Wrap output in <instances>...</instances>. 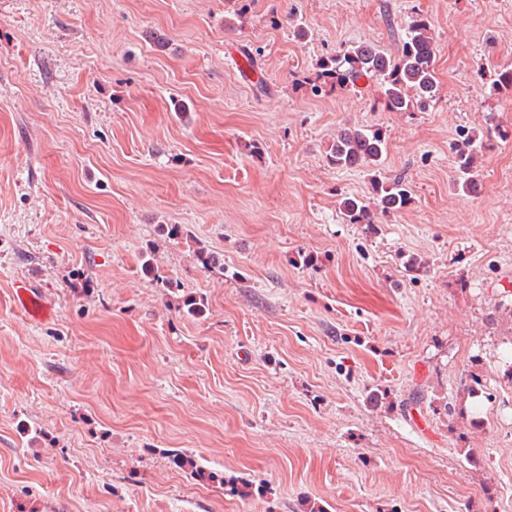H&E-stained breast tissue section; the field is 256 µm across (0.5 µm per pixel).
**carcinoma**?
Returning <instances> with one entry per match:
<instances>
[{"label":"carcinoma","instance_id":"cac0c4a2","mask_svg":"<svg viewBox=\"0 0 512 512\" xmlns=\"http://www.w3.org/2000/svg\"><path fill=\"white\" fill-rule=\"evenodd\" d=\"M314 90L330 85L340 89L352 87L362 78L381 80L383 95L392 112H424L437 92L435 51L430 25L422 16L411 20L401 52L386 56L368 44L326 58L319 63ZM385 135L379 130L341 131L326 153L327 161L338 168L377 167L386 150ZM487 139L474 134L458 147L454 190L472 196L478 190L475 165ZM373 206L353 197L342 200L340 209L351 224L375 223V212L385 215L402 210L408 203L407 190L401 179L372 180Z\"/></svg>","mask_w":512,"mask_h":512}]
</instances>
